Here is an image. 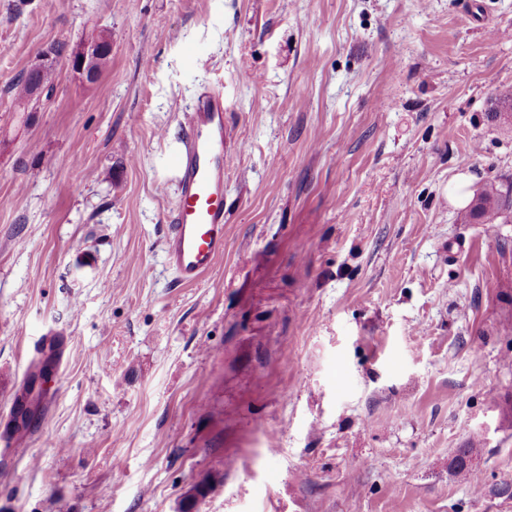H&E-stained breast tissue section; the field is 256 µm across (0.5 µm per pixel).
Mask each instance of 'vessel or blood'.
I'll return each mask as SVG.
<instances>
[{"instance_id": "b4317fda", "label": "vessel or blood", "mask_w": 512, "mask_h": 512, "mask_svg": "<svg viewBox=\"0 0 512 512\" xmlns=\"http://www.w3.org/2000/svg\"><path fill=\"white\" fill-rule=\"evenodd\" d=\"M232 149L217 86L195 101L175 163L178 200L166 215L164 253L180 283L198 282L224 253V165Z\"/></svg>"}]
</instances>
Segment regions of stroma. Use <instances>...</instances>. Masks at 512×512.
Here are the masks:
<instances>
[{
    "label": "stroma",
    "instance_id": "obj_1",
    "mask_svg": "<svg viewBox=\"0 0 512 512\" xmlns=\"http://www.w3.org/2000/svg\"><path fill=\"white\" fill-rule=\"evenodd\" d=\"M217 84L245 148L185 286L173 162ZM506 91L512 0H0V512H512V210L449 193L512 183ZM102 47L97 46H86L80 54H77L73 59L74 69L83 76L86 81L95 80L97 78V72L93 68L97 57L102 52ZM111 48L100 55L97 62L98 72L101 73L109 61ZM473 191L472 200L476 198L478 203L462 215L461 221L464 224H470L472 221L498 224L496 216L503 210L511 208V190L508 185L504 189L503 185L484 184ZM475 460L474 448H459L448 463V473L456 479H460L477 492L483 490L476 465L473 467L472 461Z\"/></svg>",
    "mask_w": 512,
    "mask_h": 512
}]
</instances>
